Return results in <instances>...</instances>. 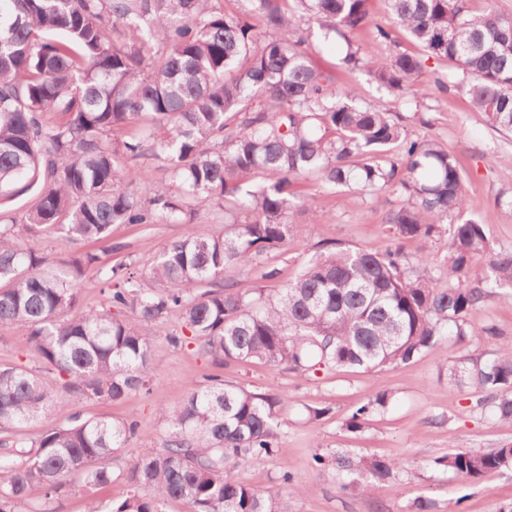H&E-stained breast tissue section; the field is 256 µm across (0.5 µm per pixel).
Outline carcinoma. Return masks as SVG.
<instances>
[{
    "instance_id": "carcinoma-1",
    "label": "carcinoma",
    "mask_w": 512,
    "mask_h": 512,
    "mask_svg": "<svg viewBox=\"0 0 512 512\" xmlns=\"http://www.w3.org/2000/svg\"><path fill=\"white\" fill-rule=\"evenodd\" d=\"M243 16L223 0H0V207L31 193L21 220L0 218V326L19 328L61 388L75 399L119 401L147 389L160 325L177 312L212 365L260 360L297 375L408 364L452 339L493 341L491 356L448 360V387L477 391L473 409L512 423V340L472 310L494 297L512 302V250L498 251L466 214L463 170L432 138H412L407 116L364 101L353 86L316 68L298 19L345 43L343 65L361 69L392 102L460 91L489 125L512 133V16L469 0H385L392 23L448 71L421 80L426 60L384 58L391 33L375 26L363 51L350 35L371 25L370 0H249ZM166 162L171 183L123 185L125 163ZM314 177L355 195L390 193L381 251L323 244L298 277L267 293L232 284L224 271L254 269L261 257L302 237L294 212L316 201ZM230 216L224 233L199 232L200 209ZM175 223L184 235L153 259L146 288L119 262L85 253L44 271L47 258L24 248L22 231L110 241L114 224ZM437 242L443 255L408 258L403 239ZM444 277H434L436 268ZM91 273L109 286L107 305L78 309L73 280ZM57 397L54 382L0 366V512H16L33 487L55 499L78 474L87 512H102L97 488L114 482V455L135 435L131 421L84 419L29 441L16 429ZM277 395L227 384L217 374L159 408L165 434L126 473L127 489L107 512H288L283 492L296 477L261 492L243 466L278 451ZM389 402L380 393L352 413L348 428ZM343 489L365 492L398 477L396 458L317 454ZM430 466L474 482L512 471V442L457 449Z\"/></svg>"
}]
</instances>
